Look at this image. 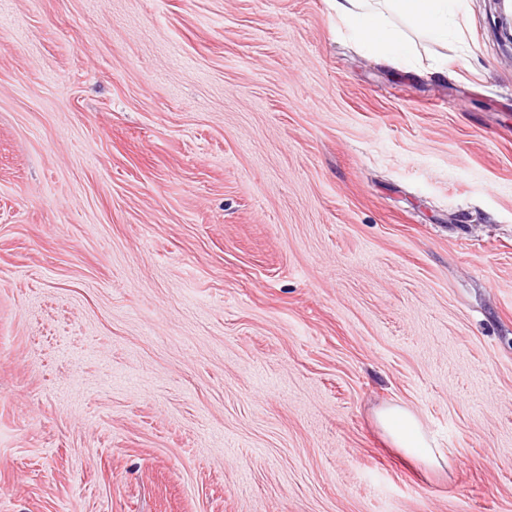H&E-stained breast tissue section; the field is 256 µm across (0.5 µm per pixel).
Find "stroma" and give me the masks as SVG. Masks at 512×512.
I'll use <instances>...</instances> for the list:
<instances>
[{
	"label": "stroma",
	"instance_id": "stroma-1",
	"mask_svg": "<svg viewBox=\"0 0 512 512\" xmlns=\"http://www.w3.org/2000/svg\"><path fill=\"white\" fill-rule=\"evenodd\" d=\"M489 6L0 0V512H512ZM336 16L370 48L404 55L408 42L393 23L398 17L432 38L448 35V14L459 0H329ZM381 423L400 448H421L422 460L433 464L438 460L417 418L407 409L390 408L382 412Z\"/></svg>",
	"mask_w": 512,
	"mask_h": 512
}]
</instances>
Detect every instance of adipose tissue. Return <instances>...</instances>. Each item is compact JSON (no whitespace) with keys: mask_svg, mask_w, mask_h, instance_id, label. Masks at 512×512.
Returning <instances> with one entry per match:
<instances>
[{"mask_svg":"<svg viewBox=\"0 0 512 512\" xmlns=\"http://www.w3.org/2000/svg\"><path fill=\"white\" fill-rule=\"evenodd\" d=\"M330 6L370 48L402 55L408 50V42L397 20L439 39L447 36L448 16L458 8L459 0H330ZM381 423L398 447L421 449L423 461L436 463L419 421L409 410L387 409L381 414Z\"/></svg>","mask_w":512,"mask_h":512,"instance_id":"1","label":"adipose tissue"}]
</instances>
